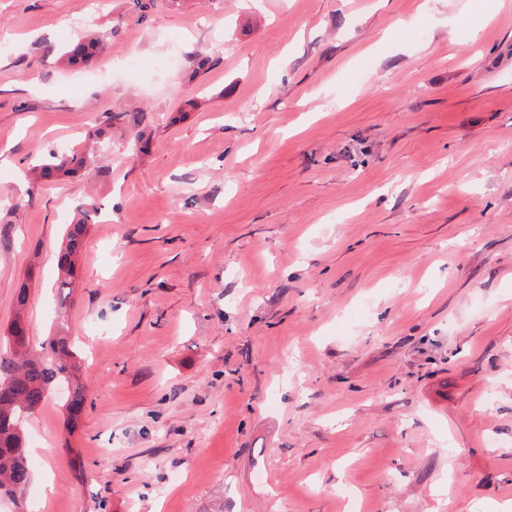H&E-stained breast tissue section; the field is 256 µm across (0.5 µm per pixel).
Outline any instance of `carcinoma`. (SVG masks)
I'll return each instance as SVG.
<instances>
[{
	"label": "carcinoma",
	"mask_w": 512,
	"mask_h": 512,
	"mask_svg": "<svg viewBox=\"0 0 512 512\" xmlns=\"http://www.w3.org/2000/svg\"><path fill=\"white\" fill-rule=\"evenodd\" d=\"M103 38L89 35L60 51V59L68 65L86 63L100 51ZM95 159L89 153L76 149L59 157L50 155L38 166L44 180L73 173L89 172ZM90 215L69 225L66 245L60 255V266L67 278L60 281L58 289L72 288L69 276L73 275L76 261L88 233ZM21 324L16 318L8 328L6 342L9 349L0 350V496H11L23 489L31 479V468L26 449L25 430L28 418L46 402L52 390L65 384L66 410L75 418L86 403L85 386L75 374L78 354L64 328L51 337L39 350L26 342L14 339V329Z\"/></svg>",
	"instance_id": "obj_1"
}]
</instances>
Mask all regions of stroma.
Wrapping results in <instances>:
<instances>
[{
  "instance_id": "1",
  "label": "stroma",
  "mask_w": 512,
  "mask_h": 512,
  "mask_svg": "<svg viewBox=\"0 0 512 512\" xmlns=\"http://www.w3.org/2000/svg\"><path fill=\"white\" fill-rule=\"evenodd\" d=\"M143 2L0 0V336L67 325L87 387L0 512L512 506V0ZM103 41L99 35H89L61 50L59 58L68 65L87 63L100 51ZM95 164L93 155L83 153L80 150H73L70 154L60 155L54 154L48 158H44L38 166L39 175L44 180H52L59 176L70 175L73 173L90 172ZM82 213L84 216L82 219L76 221L75 224H69L66 234V245L60 255V266L69 276L73 275L76 261L81 253L88 233L90 215L83 210Z\"/></svg>"
}]
</instances>
